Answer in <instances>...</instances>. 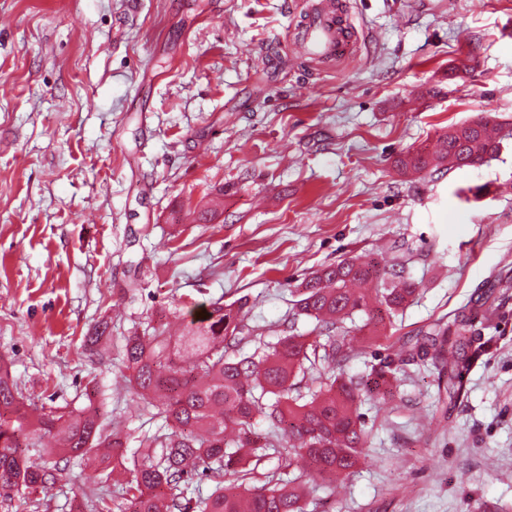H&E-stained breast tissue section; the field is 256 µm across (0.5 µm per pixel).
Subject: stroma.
I'll use <instances>...</instances> for the list:
<instances>
[{
	"label": "stroma",
	"mask_w": 512,
	"mask_h": 512,
	"mask_svg": "<svg viewBox=\"0 0 512 512\" xmlns=\"http://www.w3.org/2000/svg\"><path fill=\"white\" fill-rule=\"evenodd\" d=\"M305 8L0 0V361L39 404L83 407L96 376L133 439L160 425L116 384L133 327L242 298L273 342L306 276L406 252L421 291L390 338L356 316L347 373L465 308L484 352L456 401L404 357L309 512H512V138L479 167L394 166L452 124L512 127V0H346L332 64L298 50Z\"/></svg>",
	"instance_id": "stroma-1"
}]
</instances>
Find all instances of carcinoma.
<instances>
[{
    "label": "carcinoma",
    "instance_id": "cac0c4a2",
    "mask_svg": "<svg viewBox=\"0 0 512 512\" xmlns=\"http://www.w3.org/2000/svg\"><path fill=\"white\" fill-rule=\"evenodd\" d=\"M511 136L489 118L466 121L440 134L433 148L408 153L399 166L433 174L457 159L479 167ZM418 295L419 282L403 263L379 271L352 257L313 273L295 290V315L315 320V340L296 334L292 320L287 335L260 352L243 353L250 337L243 335L240 300L200 305L202 313L177 336L159 321L147 333L126 337L119 379L163 420L156 432L138 437L133 450L100 414L97 385L85 388L88 403L81 408L39 407L25 402L8 370L0 368V497L10 501L16 491L38 512L42 494L62 478L61 462L73 460L85 471L109 449L114 466L128 477L110 498L102 493L108 467L91 470L90 512H306L302 478L285 480L265 469L267 450L288 445V453L306 461V476L327 487L356 472L370 438L359 406L373 391L393 393L398 360L387 356L359 378L346 376L354 348L345 323L363 312L384 329L385 320ZM467 325L466 313L458 312L411 345L412 354L424 359L437 340L451 342V356L435 362L448 370L449 394L456 399L466 392L471 358L483 348L461 334ZM307 374L312 386L305 395L299 377ZM258 418L268 431L257 430ZM198 475L214 484L210 494L190 491Z\"/></svg>",
    "mask_w": 512,
    "mask_h": 512
}]
</instances>
